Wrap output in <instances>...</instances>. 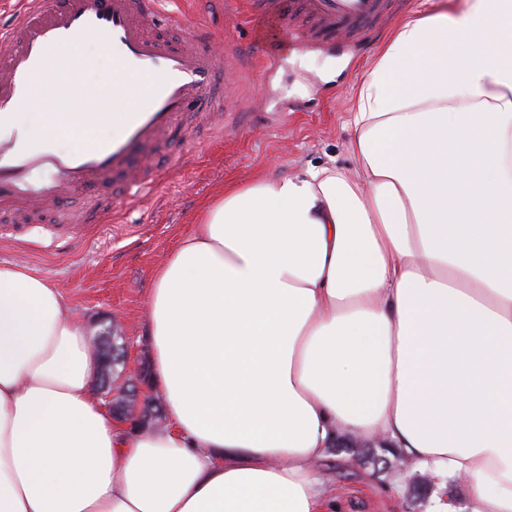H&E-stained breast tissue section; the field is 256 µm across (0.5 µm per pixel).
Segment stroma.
Masks as SVG:
<instances>
[{
    "label": "stroma",
    "mask_w": 512,
    "mask_h": 512,
    "mask_svg": "<svg viewBox=\"0 0 512 512\" xmlns=\"http://www.w3.org/2000/svg\"><path fill=\"white\" fill-rule=\"evenodd\" d=\"M430 0H394L363 43L324 39L289 41L281 28L253 42L254 17L245 6L229 12L213 0L201 12L184 11L186 32L208 33L240 47L252 63L229 91L223 138L174 134L170 149L186 157L184 172L160 177L154 190L126 207L112 224H96L83 238L55 241L47 225L27 227L19 239L0 240V263H18L60 288L91 330L113 316L133 349L121 382L149 370L145 305L154 273L181 235L191 232L204 203L224 183L262 172L292 177L336 165L355 170L349 146L355 89L393 27L429 10ZM317 475L343 512H430L437 486L374 441L342 435L320 461Z\"/></svg>",
    "instance_id": "stroma-1"
}]
</instances>
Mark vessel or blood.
<instances>
[{
  "instance_id": "b4317fda",
  "label": "vessel or blood",
  "mask_w": 512,
  "mask_h": 512,
  "mask_svg": "<svg viewBox=\"0 0 512 512\" xmlns=\"http://www.w3.org/2000/svg\"><path fill=\"white\" fill-rule=\"evenodd\" d=\"M392 0H253L254 12L287 19L289 35L365 37L388 15ZM13 22L0 29V237L22 224H48L58 238L93 224L111 223L117 208L149 189L153 172L182 165L167 145L178 130L222 134L218 124L226 88L247 57L236 46L213 54L200 39L178 36V17L162 18L157 0H11ZM98 34L112 54L113 70L144 80L138 101L113 95L111 113L95 99L59 122L84 131L106 118L118 128L108 139H88L67 152L50 138H33L17 126L20 107L35 102V81L51 67L74 66L68 47L85 33ZM42 178H33V171ZM109 188L107 199L80 212L67 208L73 194Z\"/></svg>"
}]
</instances>
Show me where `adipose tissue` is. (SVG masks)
Here are the masks:
<instances>
[{"mask_svg": "<svg viewBox=\"0 0 512 512\" xmlns=\"http://www.w3.org/2000/svg\"><path fill=\"white\" fill-rule=\"evenodd\" d=\"M356 174L230 183L149 290L160 428L92 395L95 338L0 264V512H336L337 434L512 512V0L394 28Z\"/></svg>", "mask_w": 512, "mask_h": 512, "instance_id": "1", "label": "adipose tissue"}]
</instances>
